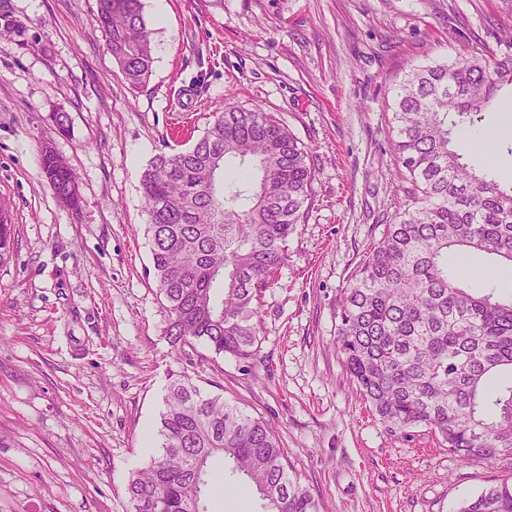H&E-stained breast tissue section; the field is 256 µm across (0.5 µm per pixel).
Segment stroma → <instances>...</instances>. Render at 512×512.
I'll return each mask as SVG.
<instances>
[{
    "label": "stroma",
    "instance_id": "35a3bbf8",
    "mask_svg": "<svg viewBox=\"0 0 512 512\" xmlns=\"http://www.w3.org/2000/svg\"><path fill=\"white\" fill-rule=\"evenodd\" d=\"M149 82L130 90L95 0H0V512H130L169 378L262 418L320 512H458L506 463L388 432L336 348L343 290L403 195L388 104L413 64L512 37V0H142ZM274 113L312 150L314 201L261 309L250 362L172 349L141 175L216 112ZM66 113L58 134L52 113ZM81 204L49 189L42 150ZM42 165L47 183L55 196L72 210H78L80 197L76 182L69 168L49 147L43 153Z\"/></svg>",
    "mask_w": 512,
    "mask_h": 512
}]
</instances>
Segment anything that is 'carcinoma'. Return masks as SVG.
<instances>
[{"mask_svg":"<svg viewBox=\"0 0 512 512\" xmlns=\"http://www.w3.org/2000/svg\"><path fill=\"white\" fill-rule=\"evenodd\" d=\"M94 21L130 89L152 74L142 0H95ZM496 106L512 112V50L413 65L395 81L389 110L405 202L351 274L336 344L360 397L387 430L425 427L459 460H512V296L448 269L495 258L512 276V178L476 168L452 148ZM309 151L273 114L230 108L184 150L157 155L141 189L154 277L181 350L202 342L248 362L260 342L264 293L288 262V238L313 202ZM238 162L236 178L225 166ZM43 171L73 210L69 168L45 149ZM160 450L127 486L131 512H209L220 461L247 479L266 512H319L263 420L179 375L161 414ZM459 512H512V471Z\"/></svg>","mask_w":512,"mask_h":512,"instance_id":"1","label":"carcinoma"}]
</instances>
